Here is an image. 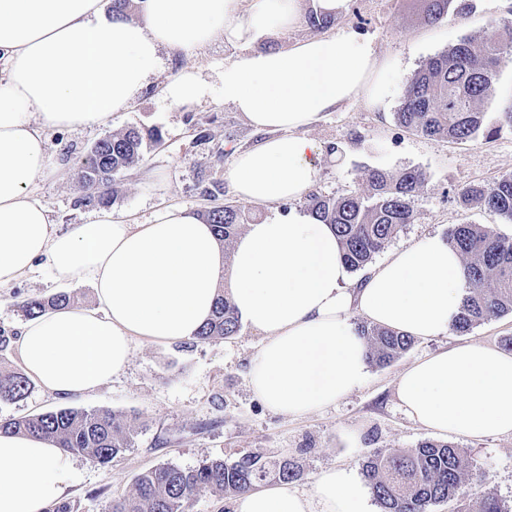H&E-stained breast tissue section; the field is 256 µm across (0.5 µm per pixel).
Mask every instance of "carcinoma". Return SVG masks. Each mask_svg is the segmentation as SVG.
Here are the masks:
<instances>
[{
	"instance_id": "cac0c4a2",
	"label": "carcinoma",
	"mask_w": 512,
	"mask_h": 512,
	"mask_svg": "<svg viewBox=\"0 0 512 512\" xmlns=\"http://www.w3.org/2000/svg\"><path fill=\"white\" fill-rule=\"evenodd\" d=\"M426 17L438 21L448 13L453 0H425ZM512 56V22L492 24L478 38L466 37L429 58L406 82L397 123L425 137L467 142L478 135L492 138L503 129L512 131V107L501 113L498 124L487 127L478 104L494 87L500 68ZM157 145L161 134L131 128L97 141L81 170L85 194L80 205L106 206L111 202L118 175L138 167L143 160L144 140ZM368 188L339 196L312 194L307 211L334 228L341 257L349 270L372 262L384 245L404 225L411 223L413 204L424 184L423 174L405 169L396 174L369 172ZM459 202L473 203L512 222V175L488 184L463 188ZM220 244L236 238L248 223V210L226 204L204 214ZM448 241L464 260L469 281L467 294L452 330L466 333L493 317L512 312V238H504L478 224H457ZM71 296L58 293L47 298H25L18 302L27 317L69 306ZM241 326L230 299L220 296L213 317L202 326L195 340L206 342L229 338ZM368 344V360L384 366L406 351L414 338L379 326H359ZM31 383L21 373H0V402L23 399ZM0 431L41 437L55 447L79 454L107 466L132 445L134 423L108 410L60 408L0 421ZM362 474L381 512H429L430 506L458 495L470 475L465 452L450 442L426 440L405 451L376 452L361 461ZM302 476L299 464L288 458L267 461L245 455L227 464L206 458L191 468L160 465L138 475L131 495L111 501L108 512H189L193 498L208 491L222 496L243 494L259 483L292 482ZM464 512H508L495 491L480 492L476 510Z\"/></svg>"
}]
</instances>
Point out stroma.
Returning a JSON list of instances; mask_svg holds the SVG:
<instances>
[{"label":"stroma","mask_w":512,"mask_h":512,"mask_svg":"<svg viewBox=\"0 0 512 512\" xmlns=\"http://www.w3.org/2000/svg\"><path fill=\"white\" fill-rule=\"evenodd\" d=\"M473 2L472 12L452 10L433 23L424 14L423 0H349L346 12L331 29L335 35L346 31L368 39L393 67L385 81L384 107L348 103L306 129L307 137L342 150L337 158L324 155L312 193L337 196L364 191L365 176L372 169L394 174L412 168L425 177L411 224L376 254V261L424 236L447 235L457 224H478L496 233L504 228L503 218L480 205L461 207L458 193L466 185L512 175V132L455 143L421 136L394 118L407 79L426 60L461 38L482 36L491 22H512V0ZM239 53V48L220 41L193 56L162 52L161 67L149 87L128 109L114 113L109 126L51 134L49 162L57 173L39 182L36 195L49 208L55 228L63 231L97 214L96 206L78 202L84 193L80 160L98 140L132 127L159 129L162 140L145 150L140 167L118 177L110 204L114 214L132 223H146L172 207H188L200 215L213 204L237 202L225 173L235 150L254 147L264 138L223 99V67ZM183 67L198 72L205 94L194 103L174 104L164 98L161 87L168 75ZM204 179L222 183L223 195L214 201L202 197L199 183ZM58 292L71 294L78 306L98 303L90 284L59 281L42 266L10 287L0 288V371L22 369L14 348L25 321L18 301ZM510 337L511 313L486 320L466 333L451 331L415 340L389 365H369L364 384L335 405L303 416H285L268 410L250 389L248 368L261 338L244 324L235 336L207 343H135L127 370L95 393L63 401L35 385L26 398L0 403V419L65 406L109 410L134 419L133 444L112 466L101 467L74 456L68 500L77 512H106L110 501L131 494L137 476L150 468L162 464L187 468L206 457H221L229 463L245 455L295 459L303 471L295 486L304 491L330 468L347 469L360 483L364 480L361 461L367 455L403 451L432 437L398 406L395 387L406 368L457 344L500 347ZM454 442L471 458L473 475L459 498L437 503L431 512H458L460 505L474 504L485 485L512 507V436H458Z\"/></svg>","instance_id":"35a3bbf8"}]
</instances>
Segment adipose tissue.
<instances>
[{"label":"adipose tissue","mask_w":512,"mask_h":512,"mask_svg":"<svg viewBox=\"0 0 512 512\" xmlns=\"http://www.w3.org/2000/svg\"><path fill=\"white\" fill-rule=\"evenodd\" d=\"M109 0H0V288L44 261L57 279L87 282L100 308L29 318L15 347L25 374L68 399L127 369L134 342L194 338L227 289L262 342L248 378L270 410H323L367 377V348L352 322L427 339L446 334L467 288L446 238L424 237L351 282L329 225L306 212L247 226L232 258L210 224L186 208L131 224L100 211L59 232L35 195L50 174L47 135L107 125L156 73L161 49L193 55L221 40L241 55L223 71L224 101L268 137L237 152L225 176L251 203L304 197L322 144L303 131L344 103L378 102L385 64L351 33L287 50H255L294 27L300 0H142L137 22L113 18ZM398 404L439 435H512V352L470 342L419 359L400 376ZM71 455L47 441L0 432V512H49L70 487ZM229 512H366L344 469L311 490L280 483L239 495Z\"/></svg>","instance_id":"adipose-tissue-1"}]
</instances>
